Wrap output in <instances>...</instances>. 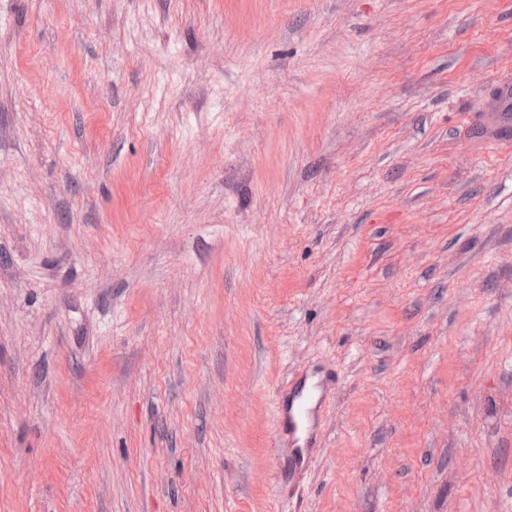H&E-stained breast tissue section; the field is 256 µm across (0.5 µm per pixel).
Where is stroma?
Masks as SVG:
<instances>
[{
    "instance_id": "35a3bbf8",
    "label": "stroma",
    "mask_w": 512,
    "mask_h": 512,
    "mask_svg": "<svg viewBox=\"0 0 512 512\" xmlns=\"http://www.w3.org/2000/svg\"><path fill=\"white\" fill-rule=\"evenodd\" d=\"M499 74L512 0H0V512H512ZM315 386L308 384V376L296 373L281 389L277 401V432L280 436H288L290 446L294 447L304 421L322 404V397L315 408H312Z\"/></svg>"
}]
</instances>
